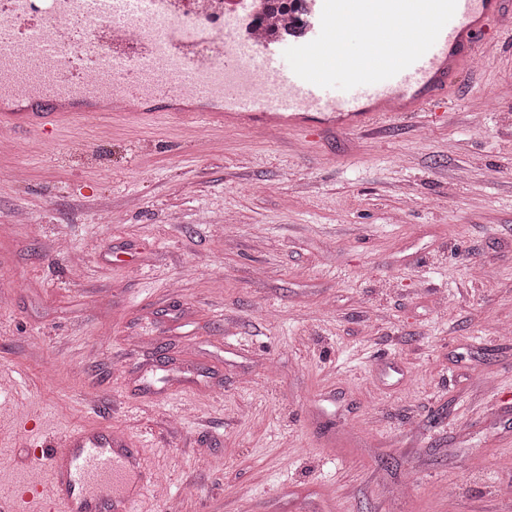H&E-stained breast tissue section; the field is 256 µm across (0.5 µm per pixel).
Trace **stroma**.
<instances>
[{
    "instance_id": "stroma-1",
    "label": "stroma",
    "mask_w": 512,
    "mask_h": 512,
    "mask_svg": "<svg viewBox=\"0 0 512 512\" xmlns=\"http://www.w3.org/2000/svg\"><path fill=\"white\" fill-rule=\"evenodd\" d=\"M444 112L0 134V485L112 426L137 512H512V39Z\"/></svg>"
}]
</instances>
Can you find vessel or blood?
<instances>
[{"mask_svg": "<svg viewBox=\"0 0 512 512\" xmlns=\"http://www.w3.org/2000/svg\"><path fill=\"white\" fill-rule=\"evenodd\" d=\"M507 0H457L435 44L394 77L344 91L299 78L288 40L257 22L260 0H0V127L42 133L68 106L114 98L153 112L185 90L209 101L194 123L307 133L316 126L377 128L385 118L440 111L455 76L498 31ZM302 38L320 33L323 0H304ZM30 487L35 512H136L155 474L131 439L108 428L71 430L42 449Z\"/></svg>", "mask_w": 512, "mask_h": 512, "instance_id": "1", "label": "vessel or blood"}]
</instances>
